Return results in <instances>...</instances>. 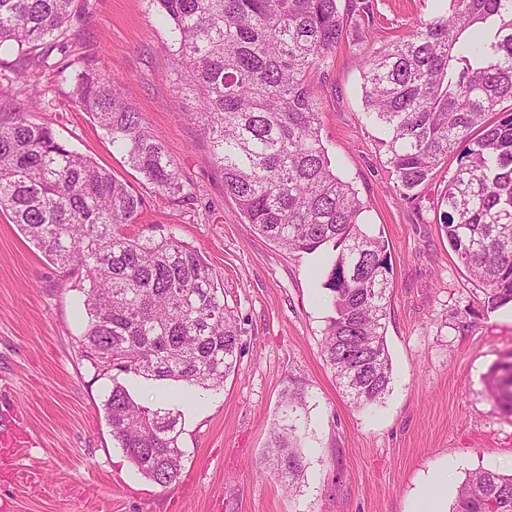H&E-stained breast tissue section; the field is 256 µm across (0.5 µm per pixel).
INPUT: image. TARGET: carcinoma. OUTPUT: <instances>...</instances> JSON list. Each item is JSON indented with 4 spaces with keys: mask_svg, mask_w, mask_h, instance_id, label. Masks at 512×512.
Segmentation results:
<instances>
[{
    "mask_svg": "<svg viewBox=\"0 0 512 512\" xmlns=\"http://www.w3.org/2000/svg\"><path fill=\"white\" fill-rule=\"evenodd\" d=\"M165 25L176 94L210 143L239 214L290 253L331 250L323 288L335 316L325 360L353 404L378 403L392 380L386 343L388 255L361 229L365 206L334 172L321 137L314 76L351 29L370 37L368 0H147ZM82 0H0V52L16 53L22 86L0 88V212L53 264L78 278L87 325L83 356L96 368L218 390L235 371L241 327L224 284L199 250L168 234L132 236L142 199L92 157L33 121L38 74L72 68L67 98L87 112L164 197L191 198L178 164L133 103L87 58L60 67ZM367 118L386 138L400 194L457 154L437 218L448 243L495 309L512 303V0H446L403 39L363 58ZM512 410V372L489 374ZM112 438L160 487L180 482V414L137 402L112 376L104 400ZM270 453L289 480L304 465L295 428L273 429ZM455 512H512V475L479 470Z\"/></svg>",
    "mask_w": 512,
    "mask_h": 512,
    "instance_id": "carcinoma-1",
    "label": "carcinoma"
}]
</instances>
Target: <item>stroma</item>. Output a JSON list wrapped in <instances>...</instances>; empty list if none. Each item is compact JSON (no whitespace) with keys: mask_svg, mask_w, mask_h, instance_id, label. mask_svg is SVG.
Masks as SVG:
<instances>
[{"mask_svg":"<svg viewBox=\"0 0 512 512\" xmlns=\"http://www.w3.org/2000/svg\"><path fill=\"white\" fill-rule=\"evenodd\" d=\"M372 35L348 33L314 86L321 135L336 172L366 205L362 228L387 245L391 281L386 341L390 391L356 410L322 352L334 311L322 254H291L258 235L224 192L210 148L176 99L165 32L147 0H86L69 53L85 55L141 112L175 159L193 199L156 193L112 148L92 117L71 108L67 84L43 77L33 119L128 183L144 203L132 233H174L220 275L242 330L236 369L220 390H193L132 374H100L81 355L82 294L0 213V415L24 416L36 441L23 449L0 500L14 512H417L434 479L451 512L469 472L512 473V414L487 389L490 369L512 362V304L494 310L448 245L436 219L456 155L406 199L386 166L381 132L362 102V58L433 14L435 0H371ZM467 317L470 327L460 330ZM136 401L180 411L183 480L163 488L117 448L103 403L113 381ZM304 391L296 414L306 471L294 487L266 456L286 393Z\"/></svg>","mask_w":512,"mask_h":512,"instance_id":"1","label":"stroma"}]
</instances>
